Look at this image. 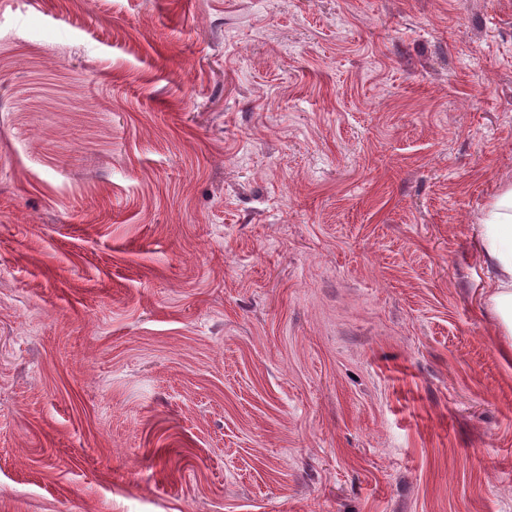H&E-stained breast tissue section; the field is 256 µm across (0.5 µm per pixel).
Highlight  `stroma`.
<instances>
[{"label":"stroma","instance_id":"obj_1","mask_svg":"<svg viewBox=\"0 0 512 512\" xmlns=\"http://www.w3.org/2000/svg\"><path fill=\"white\" fill-rule=\"evenodd\" d=\"M512 0H0V512H512ZM478 250L491 276L485 304L497 317L500 334L512 338V186L503 188L485 212Z\"/></svg>","mask_w":512,"mask_h":512}]
</instances>
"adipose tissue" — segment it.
<instances>
[{"label":"adipose tissue","instance_id":"1","mask_svg":"<svg viewBox=\"0 0 512 512\" xmlns=\"http://www.w3.org/2000/svg\"><path fill=\"white\" fill-rule=\"evenodd\" d=\"M478 250L491 276L485 300L502 335L512 337V186L494 197L479 227Z\"/></svg>","mask_w":512,"mask_h":512}]
</instances>
